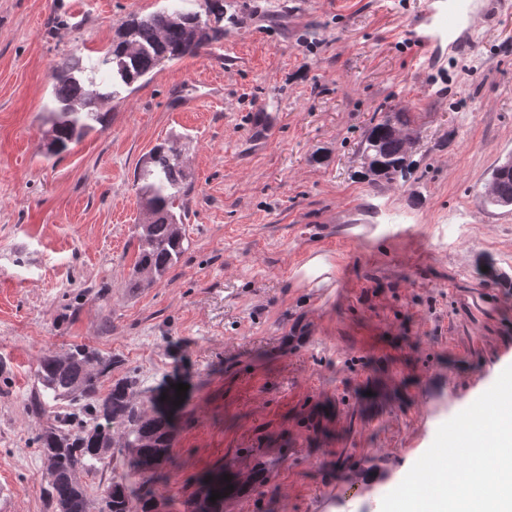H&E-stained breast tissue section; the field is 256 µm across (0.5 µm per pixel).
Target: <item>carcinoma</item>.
Segmentation results:
<instances>
[{
  "label": "carcinoma",
  "instance_id": "cac0c4a2",
  "mask_svg": "<svg viewBox=\"0 0 512 512\" xmlns=\"http://www.w3.org/2000/svg\"><path fill=\"white\" fill-rule=\"evenodd\" d=\"M224 36L210 27L199 12L164 8L131 19L119 33L101 64L109 67L114 90L101 93L85 68L66 59L54 69V106L51 112L53 145L44 151L56 155L79 142L93 123L104 122L96 105L130 86L165 63L180 60ZM409 113L391 109L365 133L361 145L371 149L386 182L405 172L406 149L391 128L414 131ZM138 180L140 203L151 220L136 225L138 256L129 275V287L149 288L162 280L188 249L182 232V215L188 194L187 174L175 141L166 138L143 159ZM117 360L104 357L87 345H76L65 355L45 353L36 370V398L40 405L66 402L67 416H54L36 441L47 474L46 498L54 512H90L87 489L78 475L96 467L116 449L132 455L133 473L154 472L169 459L172 426L167 413L152 410L135 399L137 380L125 375L101 392L103 378ZM124 474L107 485L100 512H133V490ZM224 475L201 486L187 502V512H223L224 499L214 502V492H224Z\"/></svg>",
  "mask_w": 512,
  "mask_h": 512
}]
</instances>
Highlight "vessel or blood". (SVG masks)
<instances>
[{
	"mask_svg": "<svg viewBox=\"0 0 512 512\" xmlns=\"http://www.w3.org/2000/svg\"><path fill=\"white\" fill-rule=\"evenodd\" d=\"M504 5L505 0H443L438 8L434 0H417L401 35L412 53L429 59L441 41L461 46L458 32L474 35L479 22L493 16Z\"/></svg>",
	"mask_w": 512,
	"mask_h": 512,
	"instance_id": "b4317fda",
	"label": "vessel or blood"
}]
</instances>
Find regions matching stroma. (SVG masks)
<instances>
[{"mask_svg":"<svg viewBox=\"0 0 512 512\" xmlns=\"http://www.w3.org/2000/svg\"><path fill=\"white\" fill-rule=\"evenodd\" d=\"M172 0H0V512H53L34 442L47 352L86 344L141 400L186 384L159 512L217 471L224 512H381L438 427L512 366V10L473 51L420 66L394 34L415 0H224V37L103 102L43 155L57 64L96 69ZM411 112L406 179L365 178L382 109ZM176 135L189 247L134 291L137 171Z\"/></svg>","mask_w":512,"mask_h":512,"instance_id":"stroma-1","label":"stroma"}]
</instances>
